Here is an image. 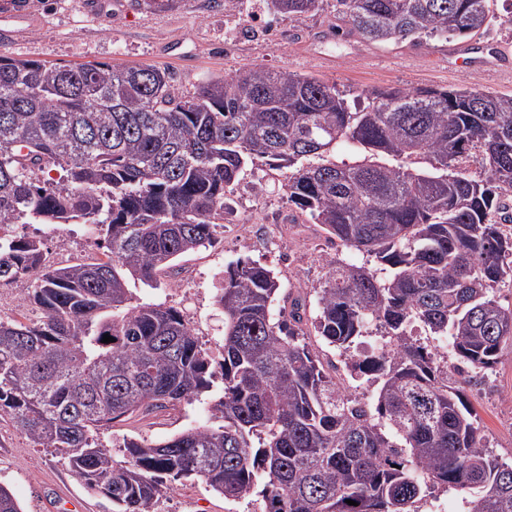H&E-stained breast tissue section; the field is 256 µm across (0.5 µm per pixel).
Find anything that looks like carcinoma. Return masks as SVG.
Wrapping results in <instances>:
<instances>
[{
    "label": "carcinoma",
    "mask_w": 512,
    "mask_h": 512,
    "mask_svg": "<svg viewBox=\"0 0 512 512\" xmlns=\"http://www.w3.org/2000/svg\"><path fill=\"white\" fill-rule=\"evenodd\" d=\"M495 2L336 0V13L363 40L419 44L486 33ZM266 4L294 16L323 0ZM363 97L356 109L334 84L260 65L182 96L153 66L0 56V283L25 285L40 311L31 324L0 319V416L113 512H156L191 478L228 501L257 489L263 512H419L435 488L461 493L464 512H512V460L488 448L463 397L466 375L512 345V307L496 296L512 286V95ZM347 147L367 155L327 159ZM474 152L482 180L466 174ZM258 162L290 169L288 201L378 263L331 261L312 321L326 344L358 353L371 406L300 341L302 297L273 317L278 280L257 262L224 271L218 362L179 311L132 304L129 281L155 288L213 242L228 193ZM52 170L59 180L43 178ZM73 222L104 232L103 257L48 266L40 240L9 228ZM372 325L382 341L363 351ZM423 331L452 347L456 378ZM216 377L210 423L160 443L125 438L119 461L99 442L114 420L189 402Z\"/></svg>",
    "instance_id": "cac0c4a2"
}]
</instances>
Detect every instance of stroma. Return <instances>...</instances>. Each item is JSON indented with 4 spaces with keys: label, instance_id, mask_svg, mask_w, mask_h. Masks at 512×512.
<instances>
[{
    "label": "stroma",
    "instance_id": "stroma-1",
    "mask_svg": "<svg viewBox=\"0 0 512 512\" xmlns=\"http://www.w3.org/2000/svg\"><path fill=\"white\" fill-rule=\"evenodd\" d=\"M22 11L35 24L19 38H0V55L47 64L107 63L155 66L169 70L177 93L198 91L211 76L255 64L273 71L309 74L353 97L372 88L453 87L474 85L512 94V5L499 0L500 24L487 34L453 42L430 39L388 44L367 43L350 33L336 14L335 0H324L315 13L288 16L247 0L235 17L238 35L224 38V0H180L158 11L136 0H0V14ZM289 169L259 166L241 175L233 187L231 211L218 227L212 246L176 262L158 277L157 287L136 284L142 302L161 303L183 315L202 348L219 358L223 316L216 304L225 267L248 258L271 268L281 296L303 295L315 310L328 271L336 258L368 267L375 260L347 249L323 225L289 204L284 185ZM29 236L42 238L47 263L68 255L70 262L97 258L99 235L92 225L72 224L66 237H43L30 224ZM306 341L325 370L342 380L351 394L371 401L366 384L352 377L338 356L305 325ZM487 445L512 458V346L506 347L493 373L465 384ZM214 394L148 416L122 418L101 429L100 442L117 448L126 437L160 442L206 422ZM0 484L8 487L23 512H112L111 501L85 488L65 461L34 447L8 417H0ZM258 494L229 502L199 480L177 483L158 512H262Z\"/></svg>",
    "mask_w": 512,
    "mask_h": 512
}]
</instances>
